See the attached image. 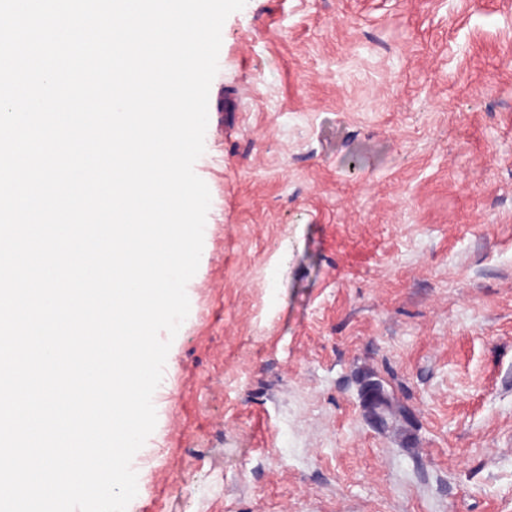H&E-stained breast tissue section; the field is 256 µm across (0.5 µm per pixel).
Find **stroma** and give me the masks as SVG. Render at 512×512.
<instances>
[{"mask_svg": "<svg viewBox=\"0 0 512 512\" xmlns=\"http://www.w3.org/2000/svg\"><path fill=\"white\" fill-rule=\"evenodd\" d=\"M218 64L127 512H512V0H247ZM361 401L367 420L376 428H384L391 411L390 398L384 392L377 390Z\"/></svg>", "mask_w": 512, "mask_h": 512, "instance_id": "1", "label": "stroma"}]
</instances>
